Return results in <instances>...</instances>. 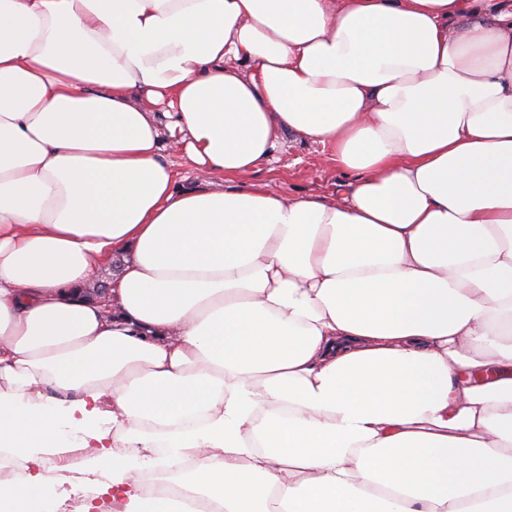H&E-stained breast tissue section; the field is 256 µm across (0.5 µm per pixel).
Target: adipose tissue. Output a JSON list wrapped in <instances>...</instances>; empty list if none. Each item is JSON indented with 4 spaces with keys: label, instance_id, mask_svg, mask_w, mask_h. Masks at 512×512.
Masks as SVG:
<instances>
[{
    "label": "adipose tissue",
    "instance_id": "1",
    "mask_svg": "<svg viewBox=\"0 0 512 512\" xmlns=\"http://www.w3.org/2000/svg\"><path fill=\"white\" fill-rule=\"evenodd\" d=\"M287 132L347 197L235 186ZM0 450V512H512V0H0ZM163 158L167 161L176 174L177 186L188 187L197 182V174L194 168L187 162L186 158L179 152L164 151Z\"/></svg>",
    "mask_w": 512,
    "mask_h": 512
}]
</instances>
